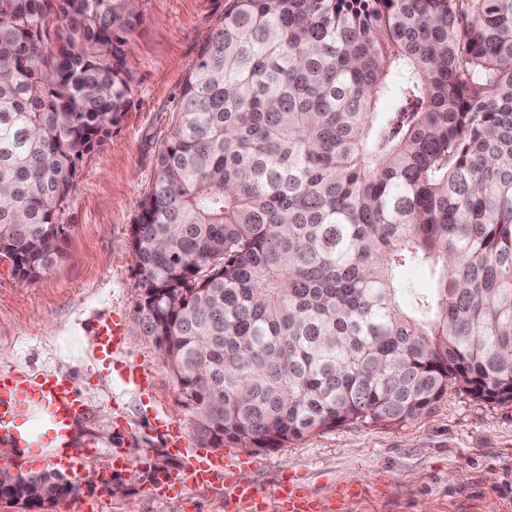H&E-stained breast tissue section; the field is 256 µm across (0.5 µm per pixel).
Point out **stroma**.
Returning <instances> with one entry per match:
<instances>
[{"instance_id": "stroma-1", "label": "stroma", "mask_w": 512, "mask_h": 512, "mask_svg": "<svg viewBox=\"0 0 512 512\" xmlns=\"http://www.w3.org/2000/svg\"><path fill=\"white\" fill-rule=\"evenodd\" d=\"M227 7L228 0H144V19L127 44L128 106L79 162L59 212L64 257L24 287L0 262V369L64 370L88 404L75 439L97 451L90 470L65 474L74 493L41 509L0 498V512H226L219 482L178 498L149 492L157 471L181 465L156 419L180 426L190 447L208 440L163 351L137 331L141 289L130 231L181 86ZM111 313L122 318L125 360L153 375L149 399L83 354L95 323ZM223 450L256 460L243 477L266 497L289 476L309 488L321 512H512V402L486 404L453 389L403 425L345 423L282 448L228 441ZM116 453L128 460L118 470L110 467ZM111 484L120 493L110 494Z\"/></svg>"}]
</instances>
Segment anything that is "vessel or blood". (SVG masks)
I'll return each instance as SVG.
<instances>
[{"instance_id": "b4317fda", "label": "vessel or blood", "mask_w": 512, "mask_h": 512, "mask_svg": "<svg viewBox=\"0 0 512 512\" xmlns=\"http://www.w3.org/2000/svg\"><path fill=\"white\" fill-rule=\"evenodd\" d=\"M122 347L120 322L114 318L101 321L90 340L93 356L107 362ZM116 372L123 384L142 394L151 392L152 376L146 368L129 363L117 366ZM33 411L38 414L34 422L29 419ZM85 412L84 400L66 372L44 370L24 375L0 370V439L14 440L22 448L48 449L47 464L67 471L86 469L93 451L77 447L73 442L76 422ZM173 451L181 455V467L163 475L161 481L151 486V494L175 498L188 486L223 479L232 487L231 512H262L263 496L259 489L235 477L236 470L245 467V460H232L217 451H190L182 442L174 444ZM274 509L275 512H316L307 490L292 481L278 485Z\"/></svg>"}]
</instances>
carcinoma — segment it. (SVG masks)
Segmentation results:
<instances>
[{
	"label": "carcinoma",
	"mask_w": 512,
	"mask_h": 512,
	"mask_svg": "<svg viewBox=\"0 0 512 512\" xmlns=\"http://www.w3.org/2000/svg\"><path fill=\"white\" fill-rule=\"evenodd\" d=\"M142 0H0V259L131 93ZM138 324L218 448L512 401V0H230L131 233ZM51 474L0 496L35 501Z\"/></svg>",
	"instance_id": "cac0c4a2"
}]
</instances>
